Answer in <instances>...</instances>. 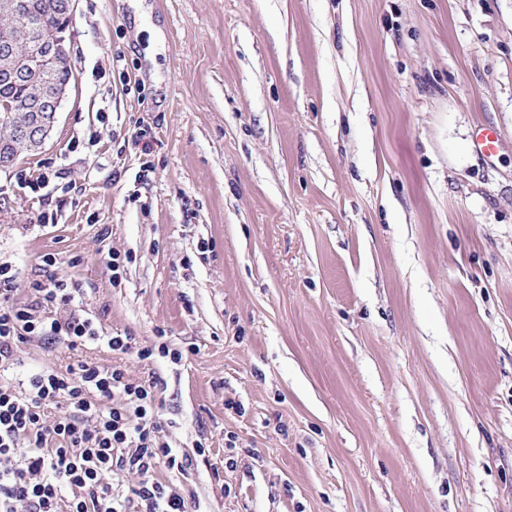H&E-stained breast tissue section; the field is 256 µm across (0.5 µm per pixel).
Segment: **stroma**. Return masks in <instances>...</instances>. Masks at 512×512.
Instances as JSON below:
<instances>
[{"label": "stroma", "mask_w": 512, "mask_h": 512, "mask_svg": "<svg viewBox=\"0 0 512 512\" xmlns=\"http://www.w3.org/2000/svg\"><path fill=\"white\" fill-rule=\"evenodd\" d=\"M66 49L0 259L182 350L78 355L163 381L189 465L159 479L202 512H512V0H79Z\"/></svg>", "instance_id": "1"}]
</instances>
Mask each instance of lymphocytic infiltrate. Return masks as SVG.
I'll list each match as a JSON object with an SVG mask.
<instances>
[{
  "label": "lymphocytic infiltrate",
  "instance_id": "f902f5d3",
  "mask_svg": "<svg viewBox=\"0 0 512 512\" xmlns=\"http://www.w3.org/2000/svg\"><path fill=\"white\" fill-rule=\"evenodd\" d=\"M17 291L12 263L0 260V512H189L182 489L156 476L186 469L165 439L160 378L87 361L9 376L20 345L34 341L72 351L100 345L145 364L177 363L182 352L104 334L66 280L32 282L22 302Z\"/></svg>",
  "mask_w": 512,
  "mask_h": 512
}]
</instances>
